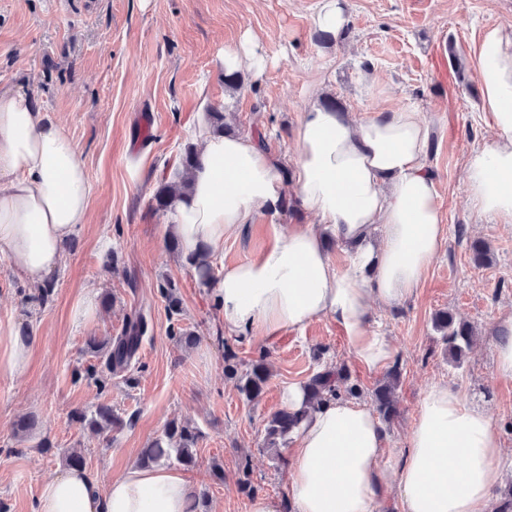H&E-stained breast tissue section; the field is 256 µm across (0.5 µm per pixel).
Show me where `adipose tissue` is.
<instances>
[{
	"mask_svg": "<svg viewBox=\"0 0 512 512\" xmlns=\"http://www.w3.org/2000/svg\"><path fill=\"white\" fill-rule=\"evenodd\" d=\"M482 109L496 139L472 150L467 195L481 214L512 221V25L486 28L474 48ZM201 97L192 135L201 149L174 199L173 232L185 260L215 257L224 241L275 214L292 184L313 224L273 225L254 260L222 267L209 291L224 328L272 338L326 317L369 372L396 351L370 327L373 307L413 295L445 242L435 178L426 161L430 128L417 112L365 121L311 106L299 123L291 165L252 135L215 133ZM90 187L63 127L20 96L0 95V255L24 280L46 284L87 220ZM335 238L349 269L325 248ZM379 417L345 397L308 411L289 449L287 499L253 500L250 512H378L395 491L402 512H491L503 448L491 418L444 383L424 393L397 468H388ZM192 484L180 471L132 466L101 484L68 469L44 484L35 512H186Z\"/></svg>",
	"mask_w": 512,
	"mask_h": 512,
	"instance_id": "adipose-tissue-1",
	"label": "adipose tissue"
}]
</instances>
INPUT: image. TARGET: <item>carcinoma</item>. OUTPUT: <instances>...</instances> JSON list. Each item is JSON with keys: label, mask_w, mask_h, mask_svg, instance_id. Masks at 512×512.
<instances>
[{"label": "carcinoma", "mask_w": 512, "mask_h": 512, "mask_svg": "<svg viewBox=\"0 0 512 512\" xmlns=\"http://www.w3.org/2000/svg\"><path fill=\"white\" fill-rule=\"evenodd\" d=\"M176 196V188L173 185L164 184L156 192L154 200L156 209L167 210ZM161 294L168 302L169 317L179 320L182 308L177 298L176 285L166 280L161 285ZM435 328L441 333V340L448 348V352L457 360L461 359L465 350L470 347L473 337V327L466 322H458L453 315L442 311L435 317ZM147 324L142 314L136 313L126 321L122 331L115 337L106 341H100L91 337L86 342V350L102 357L103 367L108 373L124 376L130 372L133 361L142 344L146 333ZM401 375L399 363H394L387 372V376L373 391V401L379 416L386 422L396 415L394 391ZM271 376L265 355L252 361L246 371L239 378V390L249 401L258 399ZM347 377L343 368L324 370L314 374L307 382L308 401L303 409L295 412L286 409L273 413L266 427L265 447L278 449L281 442L285 441L310 409L330 397H338L342 394L349 396L358 395L354 386H347ZM72 420L80 424L88 423L92 428L105 430L112 425L121 422L115 415L110 404H100L94 411L92 418H87L83 411H76ZM201 436L198 427L186 421L183 423L172 422L164 434L155 439L142 450L139 460L142 466H152L160 463H177L184 468H192L197 464L196 446Z\"/></svg>", "instance_id": "cac0c4a2"}]
</instances>
